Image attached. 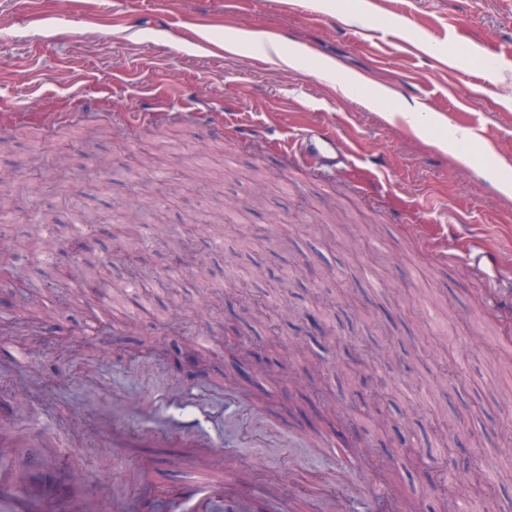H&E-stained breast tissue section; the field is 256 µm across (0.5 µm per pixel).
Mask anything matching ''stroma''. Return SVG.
<instances>
[{
	"instance_id": "35a3bbf8",
	"label": "stroma",
	"mask_w": 512,
	"mask_h": 512,
	"mask_svg": "<svg viewBox=\"0 0 512 512\" xmlns=\"http://www.w3.org/2000/svg\"><path fill=\"white\" fill-rule=\"evenodd\" d=\"M91 23L64 0H38L33 24L0 0V175L27 173L37 159L63 154L65 190L39 199L68 240L79 215L94 220L82 249H64L46 292L28 268L0 275V424L34 430L53 445L33 470L108 499L134 496L137 512L159 501L196 499L195 480L248 488L252 512H306L336 493V474L363 469L381 493L398 489L424 512H451L430 489L422 463L484 459L495 497L467 493L471 512H512V458L494 452L512 422V348L499 326L478 321L480 280L468 267L436 268L408 247L413 225L467 249L478 233L507 269L512 199V0H94ZM247 29L302 45L303 70L214 45ZM497 57L495 70H484ZM335 62L334 74L320 60ZM134 71L130 80L111 74ZM364 78L391 101L435 108L475 134L462 157L435 146L441 127L418 137L345 93ZM157 103L156 124L126 134L110 116ZM229 121L277 126L281 136L326 126L355 140L359 155L322 179L295 165L268 139L247 142L207 120H174L198 100ZM71 124L46 129L43 115ZM175 172L180 192L161 189L144 156ZM390 184L367 186L377 166ZM98 171L95 187L85 180ZM148 189L158 197L166 235L145 221L136 251L122 234L126 210ZM140 278L125 295L113 283L128 268ZM454 365L466 378L451 387ZM182 383L190 400L165 402ZM160 398L152 423L118 418L128 445L103 450L95 427L113 394ZM417 419L407 446L397 425L408 406ZM259 419L260 437L238 443L233 478L208 448L143 441L144 426L187 423L214 442L237 441ZM294 430L331 441L315 454Z\"/></svg>"
}]
</instances>
